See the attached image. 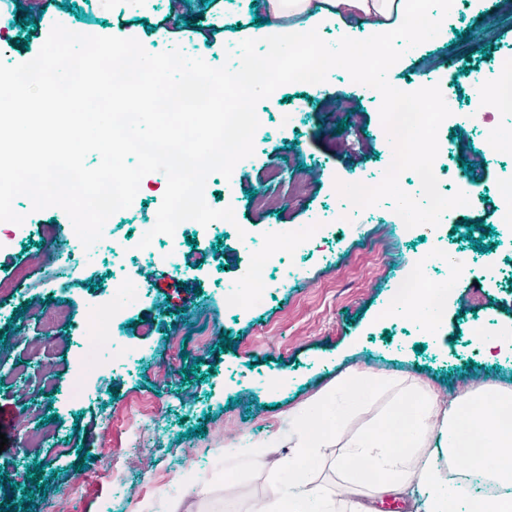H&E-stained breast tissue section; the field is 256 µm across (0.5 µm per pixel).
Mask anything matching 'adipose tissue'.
<instances>
[{
    "label": "adipose tissue",
    "mask_w": 512,
    "mask_h": 512,
    "mask_svg": "<svg viewBox=\"0 0 512 512\" xmlns=\"http://www.w3.org/2000/svg\"><path fill=\"white\" fill-rule=\"evenodd\" d=\"M438 8L417 11L413 0H266L269 18L258 34L266 49L280 55L311 42L318 25L349 15L358 29L320 57L322 71L355 69L376 47L380 36L398 30L403 46L416 48L448 24L453 0H438ZM306 14L309 24L295 23ZM247 96L236 105L243 126L257 124L249 95L265 88L269 72L263 60L241 52L237 68L226 71V83L237 84L239 73ZM399 389L401 397L378 422L349 436L347 451L337 457L341 482L338 493L355 498L353 512H366L362 497L388 492L419 491L415 512H512V494L472 499L467 487L448 483L439 461L449 457L469 471L490 470L503 484H512V426L500 420V410L512 405V391L488 387L442 402L432 388L398 376L364 371L343 377L335 391L319 395L288 419L291 454L276 464L285 477L271 496L253 499L245 512H332L331 502L310 478L313 462L323 457L347 416L383 388ZM429 455H421V448Z\"/></svg>",
    "instance_id": "obj_1"
}]
</instances>
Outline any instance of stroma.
<instances>
[{
	"mask_svg": "<svg viewBox=\"0 0 512 512\" xmlns=\"http://www.w3.org/2000/svg\"><path fill=\"white\" fill-rule=\"evenodd\" d=\"M0 0V60L15 65L36 56L54 24L97 36L134 38L153 52L179 48L203 53L211 66L253 41V19L264 0ZM31 24H22L23 16ZM196 17L195 31L183 30ZM512 60V0H455L447 33L400 55L383 74L415 101H445L453 119L439 132L447 187L464 186L463 162L483 174L466 210L435 207L445 236H415L400 229L403 210L390 197L367 195L351 207L341 187L349 179L387 175L392 166L383 144L385 103L370 80L334 70L321 84L272 82L253 95L260 132L229 161L238 201L235 220L251 225L253 238L235 244L223 224L188 226L177 265L125 250L129 233L155 223L167 188L160 172L145 175L136 203L112 218V238L82 251L81 270L58 266L47 241L70 219L60 208L32 210L14 202L23 223L0 222V280L28 272L24 300L0 309V433L17 490L28 486V466L40 465L48 486L34 508L15 512H240L278 486L275 463L288 456V417L318 394L335 388L345 373L371 369L427 383L451 400L491 382L512 388V352L488 361L474 337L512 326V236L498 231L497 186L512 176V151L484 157L487 131L472 114L487 87L474 72ZM429 75L422 84L421 75ZM349 119L347 130L337 123ZM273 192L278 213L251 207L249 191ZM330 232L307 246L283 248L266 271L272 298L264 306L228 304L242 287L251 253L265 250L280 225L312 218ZM484 220L495 231H470L462 220ZM480 240L485 252L474 251ZM441 249L468 259L465 274L449 279L446 265L429 267L434 281L451 280L448 311L433 333L402 314L387 311L388 293L415 259ZM128 272L144 285L119 318L106 355L109 372L90 385V400L69 396L78 370L82 331L96 327L110 300L115 275ZM80 319L81 328L71 327ZM204 327V336L193 333ZM237 346L221 352L222 335ZM197 367L202 381L184 383ZM55 421H47V414ZM205 435H194L197 426ZM264 449L262 458L246 456ZM86 467H79L80 458ZM234 481L226 492V481Z\"/></svg>",
	"mask_w": 512,
	"mask_h": 512,
	"instance_id": "35a3bbf8",
	"label": "stroma"
}]
</instances>
